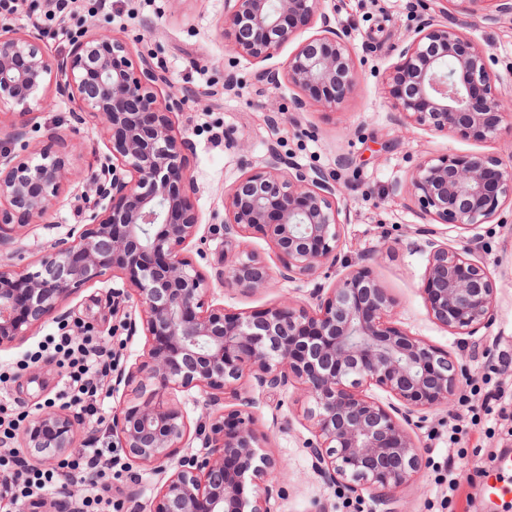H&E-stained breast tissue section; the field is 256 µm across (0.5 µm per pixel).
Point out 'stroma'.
I'll list each match as a JSON object with an SVG mask.
<instances>
[{
    "label": "stroma",
    "instance_id": "35a3bbf8",
    "mask_svg": "<svg viewBox=\"0 0 512 512\" xmlns=\"http://www.w3.org/2000/svg\"><path fill=\"white\" fill-rule=\"evenodd\" d=\"M405 4L406 0H326V10L352 35L358 84L336 110L313 103L302 112L293 109L295 88L266 87L255 78L256 65L235 61L224 40V0H114L108 14L97 10L95 0H75L73 9L75 17L96 21L125 38L135 53H151L163 62L172 90L182 101L173 120L177 132L192 144L186 166L199 188L196 203L203 217L223 212L225 188L259 166L269 142H279L282 152L302 167L340 170L343 193L338 205L347 218L342 262L355 266L361 253L372 252L371 274L396 304L393 324L454 355H466L470 375L478 377L500 352L512 353V208L504 207L501 223L481 228L484 248L479 258L496 286V317L489 328L463 344L428 315L422 293L426 258L414 249L420 241L416 233L420 220L410 201L394 195L391 186L407 181L423 159L448 154L484 152L512 168V146L498 140L475 143L393 124V110L380 87L412 27ZM46 9L47 0H25L23 13L0 10V25L21 35H39L47 28L65 30V37L46 43L49 52L60 57L71 49L67 32L74 29V18L51 20ZM469 34L490 58L497 93L512 100V18L493 26L477 22ZM230 70L235 71L237 82L228 88L224 75ZM72 108L70 101L61 98L49 112L23 113L6 106L0 108V130L31 127L30 139L35 142L40 138L39 128L56 127L58 151L81 145L75 165L85 173L106 154L108 137L94 122L75 120ZM273 115L278 116V124H270ZM83 192L82 180H75L50 209L45 223L28 226L26 237L16 243L10 258L13 266L33 267L41 246L81 223ZM122 286V279L115 276L82 289L64 312L69 328L91 327L101 341L120 346L118 363L127 367L141 354L146 338L130 334L125 326L127 317L138 316L139 311L134 300L114 301L113 290ZM212 288L214 303L245 316L286 298L309 309L314 306L309 296L312 286L302 281L278 280L272 288L255 294L226 288L217 281ZM56 331V323L48 322L33 328L23 341L0 349V370L9 374L6 381H0V406L30 415L44 404L59 403L68 383L63 368L49 364L47 371L33 379L17 366ZM491 381L502 385L507 397L494 404L492 414L481 415L480 437L462 440L454 447L448 444L452 414L481 404L484 397L471 383H463L461 399L452 409L425 411L423 425L416 431L422 467L394 492L388 506L379 504L372 490L364 492L362 501L348 500L313 473L305 450L312 437L305 425L308 401L300 390L291 387L269 393L249 388L256 401V425L266 435L261 451L279 462L271 481L281 494L271 499L272 512H315L320 504L328 512H384L388 507L394 512H512V494L491 498L485 493L486 479L499 474V448L512 445V368L492 375ZM114 382L110 376L100 383L98 408L103 423L85 421L75 446L81 449L90 444L103 449L106 456L117 457L121 472L112 482L114 512H133L134 506L154 495L158 478L129 460L112 440L107 420L121 399L112 390ZM452 468L460 480L453 497L448 494Z\"/></svg>",
    "mask_w": 512,
    "mask_h": 512
}]
</instances>
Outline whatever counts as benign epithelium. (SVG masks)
<instances>
[{"instance_id": "benign-epithelium-1", "label": "benign epithelium", "mask_w": 512, "mask_h": 512, "mask_svg": "<svg viewBox=\"0 0 512 512\" xmlns=\"http://www.w3.org/2000/svg\"><path fill=\"white\" fill-rule=\"evenodd\" d=\"M445 24L429 14L428 0H408L417 25L385 78L393 121L415 123L438 134L483 143L507 131L512 110L495 92L484 48L466 30L477 20L512 16V0H461ZM496 3L495 13L486 12ZM324 0H224V38L235 54L264 62L303 28L316 34L298 45L285 67H266L256 77L276 88L281 80L299 91L296 112L314 102L329 109L354 92L358 70L351 33L323 7ZM73 100L93 119L111 146L85 177L94 194L84 223L43 249L36 269L17 271L0 262V348L42 323L65 319V303L80 289L112 274L133 298L146 343L115 385L131 389L136 402L112 413V435L134 462L159 476L144 512H271L276 486L267 483L277 462L257 448L265 435L255 426L254 398L242 395L245 377L267 390L299 385L308 399L306 442L313 472L347 496L382 489L386 496L422 467L410 433L420 411L447 409L461 391L465 366L446 350L391 322L393 299L361 266L336 271L344 221L337 196L339 176L303 170L269 145L260 165L224 191L220 238L223 266L204 273L187 248L201 218L197 188L184 165L191 142L177 135L172 116L180 108L164 65L134 59L127 42L92 24L74 36L59 59L39 38L0 26V106L23 112L48 110V89ZM507 126H502L504 119ZM54 129L29 140L23 125L0 136V255L43 220L74 175L73 157L53 151ZM409 197L425 224L424 300L428 314L455 336L476 335L495 318L496 288L478 261L481 226L512 204V169L485 153L422 160L409 181L393 186ZM450 224L462 233L454 245L426 223ZM263 234L285 262L282 280L314 283L315 311L283 301L255 315L225 312L212 302V280L242 293L273 286L264 258L244 246L250 231ZM375 386L386 404L364 394ZM193 388L218 404L231 391L238 408L201 413L195 426L177 397ZM80 422L47 404L28 417L15 438L19 447L49 464L73 448ZM196 440L201 453L177 456ZM252 485L251 495L245 486Z\"/></svg>"}]
</instances>
